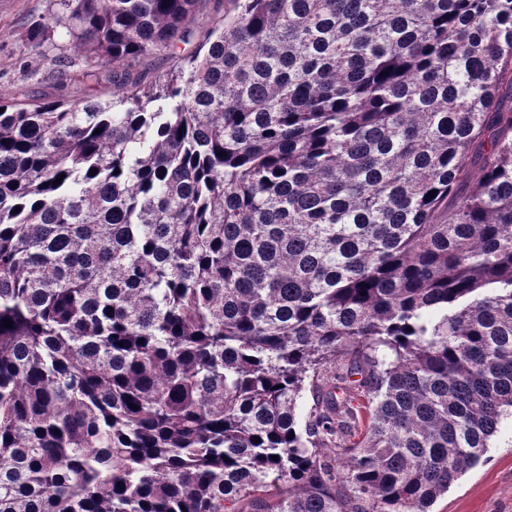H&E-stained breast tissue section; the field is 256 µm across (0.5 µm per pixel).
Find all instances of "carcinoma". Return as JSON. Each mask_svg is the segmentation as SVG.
<instances>
[{
  "label": "carcinoma",
  "instance_id": "carcinoma-1",
  "mask_svg": "<svg viewBox=\"0 0 512 512\" xmlns=\"http://www.w3.org/2000/svg\"><path fill=\"white\" fill-rule=\"evenodd\" d=\"M199 2L0 96V512H431L512 417V0H235L141 85ZM181 60L167 52H155L141 57L134 64V77L144 86L154 84L159 77L180 65Z\"/></svg>",
  "mask_w": 512,
  "mask_h": 512
}]
</instances>
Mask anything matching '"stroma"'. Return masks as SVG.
<instances>
[{
	"label": "stroma",
	"instance_id": "stroma-1",
	"mask_svg": "<svg viewBox=\"0 0 512 512\" xmlns=\"http://www.w3.org/2000/svg\"><path fill=\"white\" fill-rule=\"evenodd\" d=\"M233 0H204L189 27L192 36L178 56L156 52L136 60L134 75L142 85L179 65L208 39L213 22L233 12ZM59 0H0V94L18 90L45 98H107L112 85L106 68L87 54L76 55V64L63 70L46 58L72 52V38L65 28L51 29L42 53L28 51L26 34L33 23L59 11ZM73 53V52H72ZM432 512H512V420L502 423L482 461L463 474L432 506Z\"/></svg>",
	"mask_w": 512,
	"mask_h": 512
}]
</instances>
